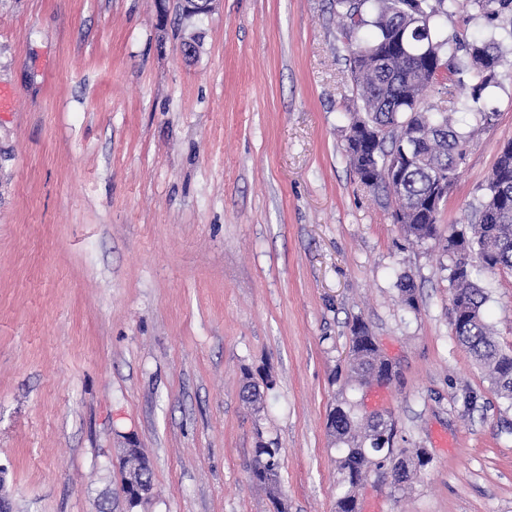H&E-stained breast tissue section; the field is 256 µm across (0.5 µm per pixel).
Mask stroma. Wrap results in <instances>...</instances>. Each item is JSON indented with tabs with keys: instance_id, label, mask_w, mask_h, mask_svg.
Segmentation results:
<instances>
[{
	"instance_id": "stroma-1",
	"label": "stroma",
	"mask_w": 512,
	"mask_h": 512,
	"mask_svg": "<svg viewBox=\"0 0 512 512\" xmlns=\"http://www.w3.org/2000/svg\"><path fill=\"white\" fill-rule=\"evenodd\" d=\"M195 40V57L181 44ZM336 0H0V468L12 512H273L251 482L280 449L288 512H336V405L383 413L404 484L369 466L359 512H512V409L455 340L442 237L466 227L512 139V46L436 239L346 153L352 79ZM413 283L416 308L398 298ZM512 350V273L482 274ZM364 324L390 380L347 371ZM271 377L261 412L241 397ZM152 466L130 506L120 461Z\"/></svg>"
}]
</instances>
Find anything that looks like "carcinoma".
<instances>
[{
	"instance_id": "1",
	"label": "carcinoma",
	"mask_w": 512,
	"mask_h": 512,
	"mask_svg": "<svg viewBox=\"0 0 512 512\" xmlns=\"http://www.w3.org/2000/svg\"><path fill=\"white\" fill-rule=\"evenodd\" d=\"M376 4L371 20L362 17L365 4ZM457 0H336L339 13L348 20L347 51L351 74L360 90L363 114L353 117L346 152L360 180L372 177L366 186L392 188L395 222L417 241L439 234L438 208L428 196L438 181L451 190L458 179L471 144V134L452 125L446 112L428 101V92L443 74L448 78L473 70L479 82L471 102L461 107L481 125L491 123L495 113L473 109L472 104L491 97L499 87V69L505 64L502 46L512 42V27L491 30L489 35L466 43L465 59H447L449 38L443 35L440 18L454 9ZM472 17L493 24L501 14L512 13V0H466ZM427 16L418 29L413 10ZM369 26L366 36L360 29ZM466 253L457 249L458 233L444 239L448 256V282L452 294V322L458 342L487 372L500 398L512 407V352L504 351L492 336L483 312L488 296L471 276L473 260L484 269L512 271V141L502 145L489 177L487 194L474 214ZM349 372L363 383L388 380L392 368L381 355L368 329L361 323L350 338ZM244 400L256 412L264 407L265 392L252 383L244 386ZM329 429L336 443L345 445L337 460L344 475V492L337 499L338 512H357L355 489L379 442L375 420L359 424L350 411L338 405L329 412ZM280 448L257 443L253 483L269 496L280 489Z\"/></svg>"
}]
</instances>
